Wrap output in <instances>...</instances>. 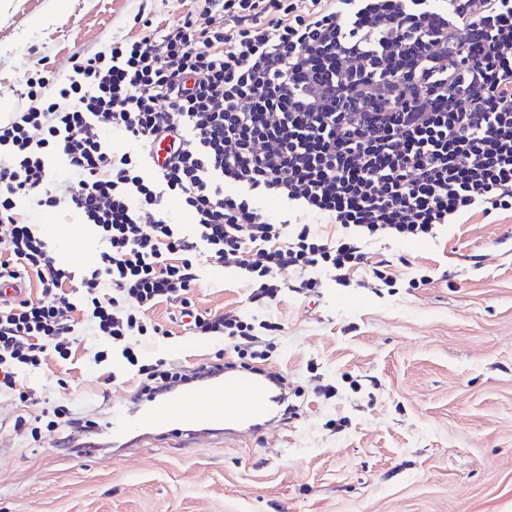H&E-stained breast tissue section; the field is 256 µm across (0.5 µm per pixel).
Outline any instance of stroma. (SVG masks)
I'll list each match as a JSON object with an SVG mask.
<instances>
[{"instance_id":"stroma-1","label":"stroma","mask_w":512,"mask_h":512,"mask_svg":"<svg viewBox=\"0 0 512 512\" xmlns=\"http://www.w3.org/2000/svg\"><path fill=\"white\" fill-rule=\"evenodd\" d=\"M206 0H0V113L12 112L36 62L57 78L71 58L139 36L135 16L166 26L204 15ZM56 225L59 264L89 261L64 245L90 227L74 213L25 211ZM512 212L469 213L434 238L389 244L395 285L343 287L322 279L277 305L249 302L239 274L204 266L191 298L199 311L262 315L267 367L288 381L297 415L258 439L224 444L203 432L141 448L67 457L59 434L32 442L14 429L40 406L0 395V512H512ZM432 280L406 287L412 268ZM161 304L145 318L168 329L135 344L140 362L194 367L236 361L223 341L191 336ZM71 365L27 373L21 389L87 419L115 399L133 400L126 364L94 362L97 337ZM336 397L322 394L326 384ZM345 419L341 429L328 420Z\"/></svg>"}]
</instances>
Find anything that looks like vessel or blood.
Instances as JSON below:
<instances>
[{
    "label": "vessel or blood",
    "mask_w": 512,
    "mask_h": 512,
    "mask_svg": "<svg viewBox=\"0 0 512 512\" xmlns=\"http://www.w3.org/2000/svg\"><path fill=\"white\" fill-rule=\"evenodd\" d=\"M287 390L286 382L272 370L227 368L163 393L140 397L135 406L125 400L114 401L89 426L87 438L69 434L65 444L71 452L87 455L103 445L141 447L174 434L191 437L199 431L221 434L228 443L241 430L256 437L282 415Z\"/></svg>",
    "instance_id": "obj_1"
}]
</instances>
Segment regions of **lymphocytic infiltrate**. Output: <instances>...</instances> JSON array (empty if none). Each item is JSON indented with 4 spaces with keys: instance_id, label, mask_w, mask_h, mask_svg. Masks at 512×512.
<instances>
[{
    "instance_id": "f902f5d3",
    "label": "lymphocytic infiltrate",
    "mask_w": 512,
    "mask_h": 512,
    "mask_svg": "<svg viewBox=\"0 0 512 512\" xmlns=\"http://www.w3.org/2000/svg\"><path fill=\"white\" fill-rule=\"evenodd\" d=\"M75 57L64 81L35 70L27 105L0 121V278L42 298L0 304V393L73 361L75 338L112 340L139 385L186 380L143 364L129 338L161 336L146 311L179 305L187 329L266 361L277 323L200 313L201 262L236 270L250 302H277L281 270L345 286L391 284L373 240L435 237L459 216L512 211V0H206ZM111 125L136 152L114 150ZM65 179H57L56 164ZM275 197L337 227L271 220ZM192 213L173 223L171 202ZM76 212L105 245L83 274L58 265L22 210Z\"/></svg>"
}]
</instances>
